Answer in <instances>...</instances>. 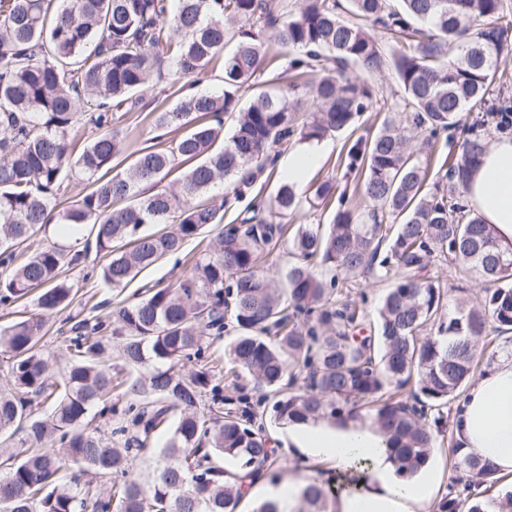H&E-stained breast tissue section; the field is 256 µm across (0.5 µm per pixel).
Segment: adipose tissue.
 I'll return each instance as SVG.
<instances>
[{"instance_id": "obj_1", "label": "adipose tissue", "mask_w": 512, "mask_h": 512, "mask_svg": "<svg viewBox=\"0 0 512 512\" xmlns=\"http://www.w3.org/2000/svg\"><path fill=\"white\" fill-rule=\"evenodd\" d=\"M466 187L473 214L491 225L502 246L512 247V139L492 144ZM450 429L462 456L512 474V355L501 354L472 382ZM288 437L304 456L358 471L352 488L337 497L336 512H422L429 499L427 485L395 475L387 440L371 420L292 424Z\"/></svg>"}]
</instances>
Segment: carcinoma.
Instances as JSON below:
<instances>
[{
  "label": "carcinoma",
  "instance_id": "obj_1",
  "mask_svg": "<svg viewBox=\"0 0 512 512\" xmlns=\"http://www.w3.org/2000/svg\"><path fill=\"white\" fill-rule=\"evenodd\" d=\"M0 0V305L32 294L36 312L0 328V347L13 363L0 392V436L24 433L21 447L0 453V512H238L252 482L276 463L260 429L224 410L223 375L215 372L206 332L220 337L226 315L237 335L225 351L232 379L245 374L273 398L282 424L372 418L387 436L395 474L413 479L444 436L451 404L474 376L475 350L498 356L512 344V248L471 215L466 176L489 147L484 115L512 113L508 90L488 103L500 79L498 60L512 29V0ZM274 32L288 60L281 94L259 91L244 108L235 93L250 88L272 60L265 34ZM221 65L224 94L182 97L158 112L165 147L142 151L122 172L113 125L142 108L151 79L175 72L190 78ZM395 72L404 112L358 137L341 158L368 202L357 210L346 191L325 180L301 196L281 179L258 192L248 215L222 231L188 274L140 298L103 322L82 319L65 337L70 363L62 380L50 372L54 354L39 348L46 317L67 306L71 286L59 280L80 254L52 245L17 261L20 247L57 220L75 233L91 225L104 286L122 290L142 270L224 219L221 203L197 199L230 180L234 198L256 173L275 172L273 149L295 139L321 141L355 130L379 93L369 81ZM476 119L459 128L457 115ZM311 113L300 125L295 113ZM232 121L224 133V115ZM91 140L74 154L77 130ZM181 135L170 139L168 134ZM442 133L438 161L412 145ZM186 165L178 188L159 187L176 163ZM83 175L91 189L54 213L64 177ZM149 181L156 191L144 195ZM338 197L328 224H300L296 258L277 284L259 265L284 233L277 217ZM145 224L175 229L144 234ZM438 263L483 285L475 299L432 273ZM339 271L358 285L389 280L375 321L336 287ZM456 293L449 310V293ZM122 368L102 363L112 340ZM143 365L142 377L122 374ZM53 402L42 417L34 406ZM162 432L151 474L131 461ZM464 463L471 480L442 497L439 512H512V494L496 493L500 477L480 461ZM336 497L309 483L290 510L264 501L255 512H335Z\"/></svg>",
  "mask_w": 512,
  "mask_h": 512
}]
</instances>
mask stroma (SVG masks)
<instances>
[{"label": "stroma", "mask_w": 512, "mask_h": 512, "mask_svg": "<svg viewBox=\"0 0 512 512\" xmlns=\"http://www.w3.org/2000/svg\"><path fill=\"white\" fill-rule=\"evenodd\" d=\"M375 82L380 88L378 105L365 112L360 119L362 130L372 132L378 129L386 113L402 109L400 88L392 72L377 76ZM153 119V112L146 108L139 112L123 114L115 124L114 129L123 147L122 154L116 159L119 166H127L139 151L156 147ZM346 140L347 136L343 133L328 137L329 148L318 165L310 171L308 185L312 186L333 178L340 186H354L353 174L338 164V158L346 148ZM75 248L81 253L80 260L65 267L62 272L63 279L73 290V301L66 309L48 317L47 333L43 339L47 349L53 350L56 354L53 372L57 375L63 373L67 366L64 356V333L72 325L91 316H105V303L109 302L116 306L125 301L135 300L137 290L144 284L163 288L174 284L187 272L184 261L174 256L166 257L144 270L124 291L119 292L102 287L96 277L97 271L105 261L103 254L97 252L95 246L85 245L81 240L77 241ZM224 397L238 402L240 411L251 418L253 427H264L270 435L278 455L277 483H325L335 480L336 470L331 464L307 460L297 449L292 448L287 426L273 420L270 415V403L263 401L261 390L254 388L252 383H245L243 391L240 392L231 387L225 388ZM426 471L436 478L434 501L430 503L428 512H438L437 501L447 492L449 485L467 481L470 477L466 466L458 462L451 446L448 445L436 450Z\"/></svg>", "instance_id": "1"}]
</instances>
